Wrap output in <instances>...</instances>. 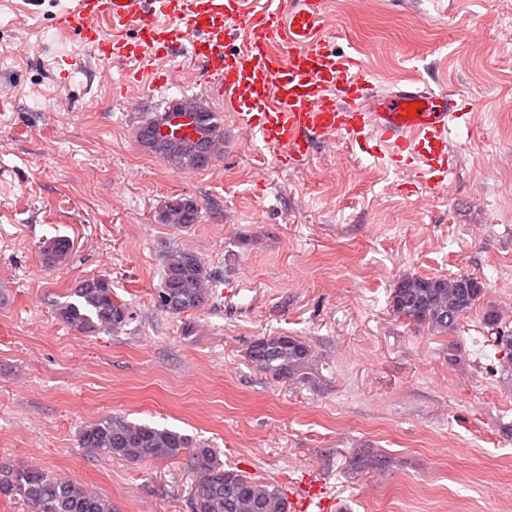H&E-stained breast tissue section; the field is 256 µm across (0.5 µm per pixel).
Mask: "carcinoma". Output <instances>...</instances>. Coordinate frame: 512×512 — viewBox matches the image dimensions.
Segmentation results:
<instances>
[{"instance_id":"carcinoma-1","label":"carcinoma","mask_w":512,"mask_h":512,"mask_svg":"<svg viewBox=\"0 0 512 512\" xmlns=\"http://www.w3.org/2000/svg\"><path fill=\"white\" fill-rule=\"evenodd\" d=\"M196 122L197 137L186 140L165 137L160 126L166 116L140 125L138 142L166 159L175 168L207 165L224 139L221 117L203 112ZM197 204L185 197L171 198L161 213V221L175 228L198 223ZM71 251L65 236H56L43 249L46 264L64 261ZM212 278L204 260L193 252L171 248L164 255V275L156 295L157 306L172 315L202 309L209 301L205 283ZM483 283L474 277L448 278L407 276L393 288V311L401 318L424 325L433 332H455L460 321L484 295ZM59 317L81 333L119 329L133 319L125 304L115 302L112 285L103 278L84 280L58 308ZM261 372L277 380H297L312 360L310 346L298 336L279 334L258 336L246 352ZM79 444L96 452L131 463L142 460H175L191 447L190 439L168 428H157L109 415L85 427ZM193 468L202 475L198 495L201 512H290L284 491L233 469L224 468L209 448L192 454ZM21 496L31 512H113L112 500L99 492L50 476L34 466H18L0 460V496Z\"/></svg>"}]
</instances>
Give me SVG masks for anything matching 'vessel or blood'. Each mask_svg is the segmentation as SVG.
I'll return each mask as SVG.
<instances>
[{
  "label": "vessel or blood",
  "instance_id": "vessel-or-blood-1",
  "mask_svg": "<svg viewBox=\"0 0 512 512\" xmlns=\"http://www.w3.org/2000/svg\"><path fill=\"white\" fill-rule=\"evenodd\" d=\"M87 50L150 85L175 60L238 113L279 162L306 160L315 141L374 142L382 165L442 188L453 169L452 127L470 116L455 98L418 86L382 93L359 59L324 34L323 0H71L54 17ZM292 512H326L321 488L300 484Z\"/></svg>",
  "mask_w": 512,
  "mask_h": 512
}]
</instances>
